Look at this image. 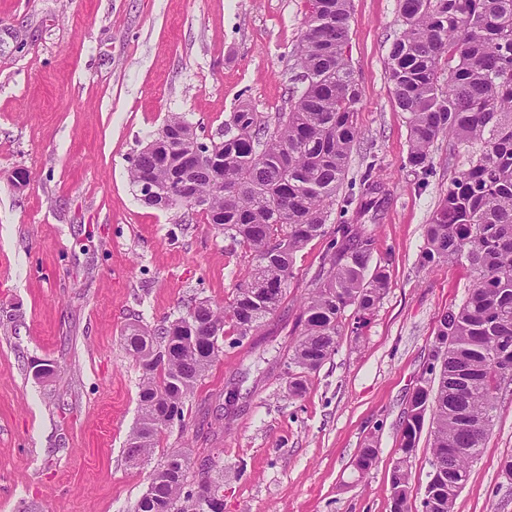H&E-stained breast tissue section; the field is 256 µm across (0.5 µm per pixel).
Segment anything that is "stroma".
Wrapping results in <instances>:
<instances>
[{
    "label": "stroma",
    "mask_w": 512,
    "mask_h": 512,
    "mask_svg": "<svg viewBox=\"0 0 512 512\" xmlns=\"http://www.w3.org/2000/svg\"><path fill=\"white\" fill-rule=\"evenodd\" d=\"M350 12L363 138L339 194L358 195L371 170L384 202L335 204L329 221L371 231L390 285L368 319L346 309L335 355L289 397L288 344L329 248L310 241L279 308L243 341L225 336L183 422L132 467L141 371L125 328L154 329L191 299L230 305L254 259L200 213L146 205L131 160L174 113L215 136L235 112L287 109L304 2L0 0V512H132L174 449L219 458L224 512H391L407 399L439 316L472 284L464 266L421 264L424 226L467 156L442 139L432 174L405 168L408 124L387 79L399 0H350ZM43 361L56 373L39 380ZM510 455L512 385L455 512H512Z\"/></svg>",
    "instance_id": "obj_1"
}]
</instances>
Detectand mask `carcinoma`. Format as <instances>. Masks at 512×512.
Masks as SVG:
<instances>
[{"label":"carcinoma","mask_w":512,"mask_h":512,"mask_svg":"<svg viewBox=\"0 0 512 512\" xmlns=\"http://www.w3.org/2000/svg\"><path fill=\"white\" fill-rule=\"evenodd\" d=\"M304 9L306 30L294 51L303 87L288 98V111L272 120L235 113L222 141L211 142L208 158L189 177L193 189L209 196L207 223L252 252L247 281L227 309L198 300L151 333L138 326L125 331L142 368L139 418L125 450L132 466L149 458L164 428L184 421L185 400L222 353L218 338L226 336V324L241 340L279 307L294 255L309 241L330 238V254L313 279L300 333L288 345L289 395H302L307 375L335 354L345 309L368 316L388 288L386 266L371 265L372 236L358 224L328 223L361 134V91L348 59L349 0H304ZM400 16L403 30L392 42L387 78L407 115L406 165L428 174L441 136L451 151L469 154L468 168L449 179L425 225L421 262L467 266L472 288L438 320L429 362L437 384L408 398L391 498L393 512H409V464L427 422L432 461L421 512H454L459 493L448 488V473L467 482L493 426L501 384L512 382L491 360L512 364V0H410ZM167 126L172 136L131 164L129 177L134 184L148 177L166 192L151 206L192 210L178 182L199 137L179 115ZM379 191V180L365 174V204L377 206ZM454 448H470L472 455L454 456ZM190 473V458L171 451L134 512H224L218 495L224 469L210 459L197 477Z\"/></svg>","instance_id":"cac0c4a2"}]
</instances>
